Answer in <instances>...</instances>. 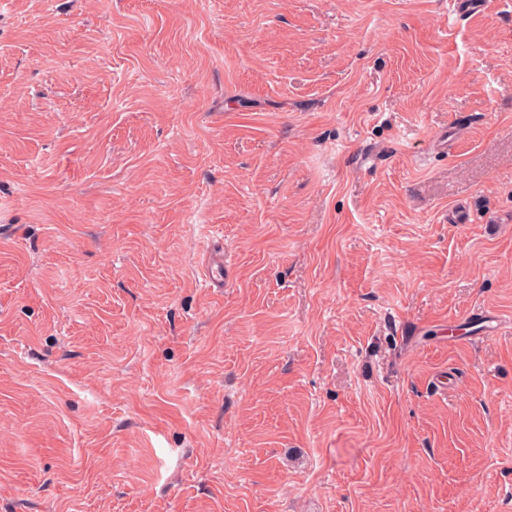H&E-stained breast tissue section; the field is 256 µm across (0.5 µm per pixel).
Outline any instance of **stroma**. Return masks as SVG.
<instances>
[{
  "label": "stroma",
  "instance_id": "1",
  "mask_svg": "<svg viewBox=\"0 0 512 512\" xmlns=\"http://www.w3.org/2000/svg\"><path fill=\"white\" fill-rule=\"evenodd\" d=\"M452 2L0 0V512H512V0Z\"/></svg>",
  "mask_w": 512,
  "mask_h": 512
}]
</instances>
